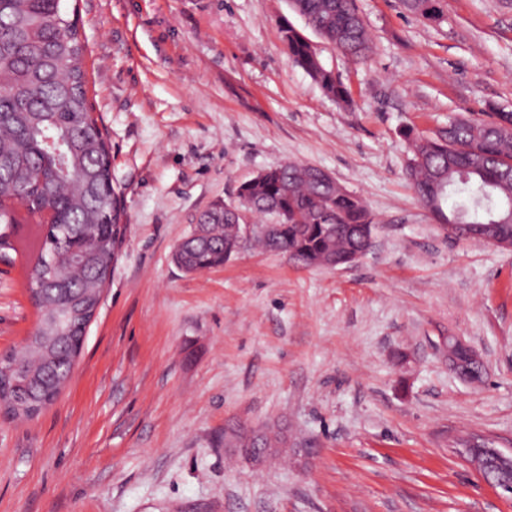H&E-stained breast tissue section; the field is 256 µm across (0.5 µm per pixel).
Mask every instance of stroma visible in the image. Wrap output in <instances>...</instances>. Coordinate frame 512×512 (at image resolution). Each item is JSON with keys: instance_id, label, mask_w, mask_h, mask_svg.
I'll list each match as a JSON object with an SVG mask.
<instances>
[{"instance_id": "stroma-1", "label": "stroma", "mask_w": 512, "mask_h": 512, "mask_svg": "<svg viewBox=\"0 0 512 512\" xmlns=\"http://www.w3.org/2000/svg\"><path fill=\"white\" fill-rule=\"evenodd\" d=\"M123 193L124 236L73 377L37 419L0 416V512H512L450 448L512 449V252L449 235L405 174L406 129L512 112V0H357L354 61L311 42L352 105L293 66L289 0H62ZM288 161L360 196L372 248L335 269L242 250L185 273L201 212ZM37 322L24 259L0 263V354ZM458 337L481 384L448 367ZM280 426L255 459L230 428ZM406 10L413 16L423 20H435L440 14L439 0H404Z\"/></svg>"}]
</instances>
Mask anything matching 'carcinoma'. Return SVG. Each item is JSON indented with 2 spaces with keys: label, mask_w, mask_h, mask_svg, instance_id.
Here are the masks:
<instances>
[{
  "label": "carcinoma",
  "mask_w": 512,
  "mask_h": 512,
  "mask_svg": "<svg viewBox=\"0 0 512 512\" xmlns=\"http://www.w3.org/2000/svg\"><path fill=\"white\" fill-rule=\"evenodd\" d=\"M406 10L435 20L440 0H404ZM292 9L323 40L355 59L372 51L356 0H291ZM289 62L325 95L351 104V94L326 68L308 38L286 23ZM84 45L61 0H0V260L19 253L12 228L14 202L39 224L36 260L29 270L38 324L21 355L3 356L0 395L10 418L33 419L52 405L71 376L79 333L94 318L118 259L122 197L112 183L109 147L88 103ZM412 157L406 177L419 201L458 236H512V112L457 118L430 133L407 132ZM308 165L287 162L242 183L236 200L203 213L179 244L175 262L192 273L224 265L236 249L232 225L239 212L280 226L271 237L256 224L241 248L288 254L307 267L353 262L375 232L365 202L340 183L311 180ZM456 374L480 382L484 367L466 356ZM288 441L286 430L247 434L224 442L252 453Z\"/></svg>",
  "instance_id": "carcinoma-1"
}]
</instances>
